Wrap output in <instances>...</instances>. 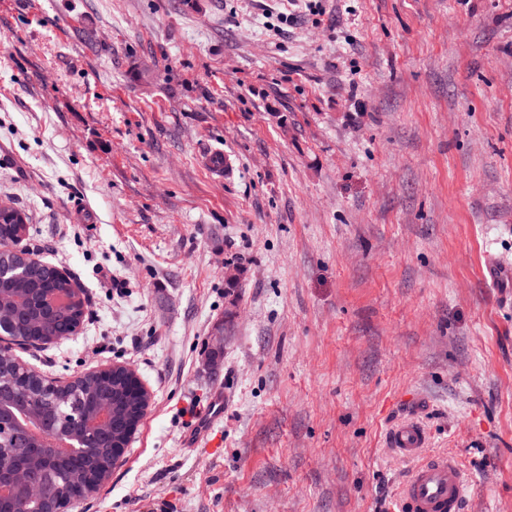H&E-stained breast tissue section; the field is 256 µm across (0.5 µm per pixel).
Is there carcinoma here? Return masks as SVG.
<instances>
[{
	"instance_id": "obj_1",
	"label": "carcinoma",
	"mask_w": 512,
	"mask_h": 512,
	"mask_svg": "<svg viewBox=\"0 0 512 512\" xmlns=\"http://www.w3.org/2000/svg\"><path fill=\"white\" fill-rule=\"evenodd\" d=\"M27 223L13 217L0 220V307L9 309L14 317L8 325L10 334L27 342L48 343L69 335L84 317V300L70 291L56 268L30 257V251L14 252L10 246L21 243ZM0 376L14 381L27 391L29 397L40 402L43 422L36 424L16 412L24 429L37 427L44 435L34 434L16 446L10 447L5 465L21 467L38 456L51 451L52 428L63 412L74 417L73 433L84 442L85 451L52 461L53 473L46 479L47 495L41 500L23 492L0 501V512H44L48 502L81 494L95 493L111 473L112 440L123 436L127 423L141 416L142 400L137 396L127 376L116 373L104 378L95 373L81 378L67 392H46L37 382H24L16 374L10 360L0 363ZM110 406L113 417L110 435L94 439L85 428L93 420L101 405Z\"/></svg>"
}]
</instances>
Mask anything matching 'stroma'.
<instances>
[{"label": "stroma", "instance_id": "obj_1", "mask_svg": "<svg viewBox=\"0 0 512 512\" xmlns=\"http://www.w3.org/2000/svg\"><path fill=\"white\" fill-rule=\"evenodd\" d=\"M0 202L85 300L18 357L151 396L74 512H393L407 419L512 512V0H0ZM224 405V391L219 389L214 391L209 399L206 411L198 415L195 422L191 423L189 430L183 436L182 445L184 448H197L201 440L224 418Z\"/></svg>", "mask_w": 512, "mask_h": 512}]
</instances>
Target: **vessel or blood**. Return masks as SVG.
I'll return each mask as SVG.
<instances>
[{
	"mask_svg": "<svg viewBox=\"0 0 512 512\" xmlns=\"http://www.w3.org/2000/svg\"><path fill=\"white\" fill-rule=\"evenodd\" d=\"M224 393L214 391L205 412L198 415L182 439L186 448H194L224 417ZM388 445L416 466L404 481L397 501V512H463L469 485L459 462L450 456L421 460L427 443V433L418 423L409 421L393 427L388 433Z\"/></svg>",
	"mask_w": 512,
	"mask_h": 512,
	"instance_id": "vessel-or-blood-1",
	"label": "vessel or blood"
}]
</instances>
